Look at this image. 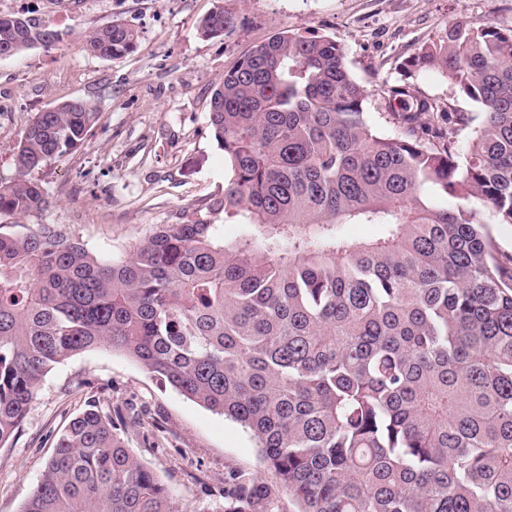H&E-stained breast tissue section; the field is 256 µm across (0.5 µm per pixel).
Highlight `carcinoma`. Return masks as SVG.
Instances as JSON below:
<instances>
[{
  "instance_id": "obj_1",
  "label": "carcinoma",
  "mask_w": 512,
  "mask_h": 512,
  "mask_svg": "<svg viewBox=\"0 0 512 512\" xmlns=\"http://www.w3.org/2000/svg\"><path fill=\"white\" fill-rule=\"evenodd\" d=\"M216 7L200 26L233 27ZM135 28L85 36L103 59ZM57 41L0 12V48ZM408 65L441 69L484 113L467 152L428 134L432 105L395 86L386 137L327 36L282 32L215 87L208 115L229 178L180 224L97 255L58 224H0V445L43 377L96 347L249 430L271 473L224 472L222 512H512V258L474 201L512 225V29L459 20ZM28 121L0 216L44 204L34 174L84 144L81 98ZM460 200L430 202L425 189ZM239 224L227 240L224 225ZM346 224H372L367 240ZM23 512H178L169 488L96 407L73 419Z\"/></svg>"
}]
</instances>
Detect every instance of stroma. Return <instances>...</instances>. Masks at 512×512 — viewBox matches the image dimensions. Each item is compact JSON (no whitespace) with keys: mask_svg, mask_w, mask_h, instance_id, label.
Here are the masks:
<instances>
[{"mask_svg":"<svg viewBox=\"0 0 512 512\" xmlns=\"http://www.w3.org/2000/svg\"><path fill=\"white\" fill-rule=\"evenodd\" d=\"M219 3L234 26L202 37L200 23ZM0 11L59 35L51 47L0 59V180L15 177L12 154L35 112L63 97L93 102L97 123L82 146L40 171L46 203L24 222L66 226L101 255L129 252L152 225L179 223L183 210L204 206L223 187L228 169L208 123L211 95L270 37L335 38L376 131L400 134L388 90L402 86L460 116L464 149L482 110L441 71L407 62L462 18L512 28V0H0ZM115 21L138 31L136 51L116 60L87 54L85 35ZM91 404L123 413L127 447L169 487L179 512H220L225 469L267 474L241 425L129 356L91 348L53 366L18 432L0 446V512H21L58 437Z\"/></svg>","mask_w":512,"mask_h":512,"instance_id":"stroma-1","label":"stroma"}]
</instances>
